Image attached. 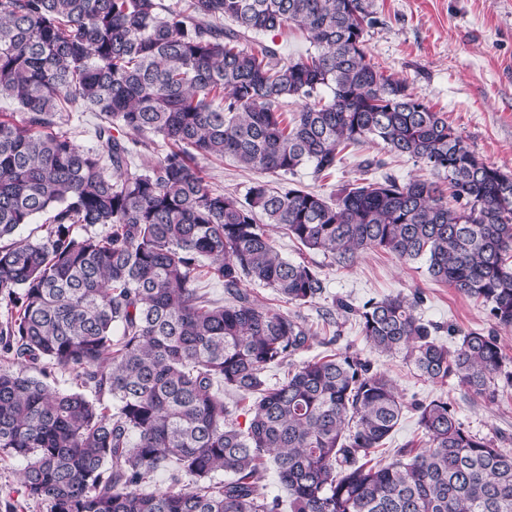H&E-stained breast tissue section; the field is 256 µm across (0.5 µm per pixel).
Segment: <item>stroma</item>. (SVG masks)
I'll list each match as a JSON object with an SVG mask.
<instances>
[{
    "label": "stroma",
    "mask_w": 512,
    "mask_h": 512,
    "mask_svg": "<svg viewBox=\"0 0 512 512\" xmlns=\"http://www.w3.org/2000/svg\"><path fill=\"white\" fill-rule=\"evenodd\" d=\"M373 4L379 22L366 36L371 62L384 74L406 79L410 90L447 119L486 163L512 171V0H373ZM373 157L383 159L385 165L372 170V177L391 175L406 182L430 176L411 158L365 143L345 149L331 177L314 178L311 167L304 166L280 183L328 195L342 183L362 177L364 161ZM202 165L215 188L239 196L258 178L229 157L209 158ZM270 234L283 258L308 262L325 280V291L315 301L300 307L280 304L282 311L301 316L313 335L303 359L358 354L392 378L402 397L400 425L379 450L380 459L390 460L397 449L407 446L423 447L415 405L439 397L448 399L467 429L512 450L511 388L499 390L495 399L488 400L452 378L442 384L426 381L402 357L372 350L355 316L340 313L331 320L326 312L339 299L359 307L370 300L417 291L423 301L416 314L438 325L439 343L453 348L468 332L496 331L505 367L511 371L512 329H495L481 302L432 281L425 261L406 263L393 254L369 250L353 264L338 265L323 253L305 249L282 230L274 228Z\"/></svg>",
    "instance_id": "35a3bbf8"
}]
</instances>
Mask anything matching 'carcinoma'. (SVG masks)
Returning <instances> with one entry per match:
<instances>
[{
  "label": "carcinoma",
  "instance_id": "obj_1",
  "mask_svg": "<svg viewBox=\"0 0 512 512\" xmlns=\"http://www.w3.org/2000/svg\"><path fill=\"white\" fill-rule=\"evenodd\" d=\"M377 22L373 0H0V101L22 113H0V456L25 461L24 499L49 512H281L263 484L271 455L288 512H512V451L445 398L416 407L426 448L376 459L402 418L393 382L356 354L295 361L311 341L302 319L246 288L297 306L325 290L318 269L279 255L266 222L337 264L371 249L423 258L432 280L512 328V172L367 60ZM290 27L312 47L296 61L254 42ZM86 111L100 118L93 148L61 128ZM149 135L167 152L136 165ZM369 141L433 179L360 178L326 197L261 178L240 198L197 162L322 176ZM44 213L45 235L15 239ZM420 302L335 306L432 383L453 377L489 400L512 387L495 332L450 349ZM273 365L288 367L275 384ZM58 371L77 389L52 388ZM226 388L252 397L244 413ZM159 470L169 487L146 491Z\"/></svg>",
  "mask_w": 512,
  "mask_h": 512
}]
</instances>
